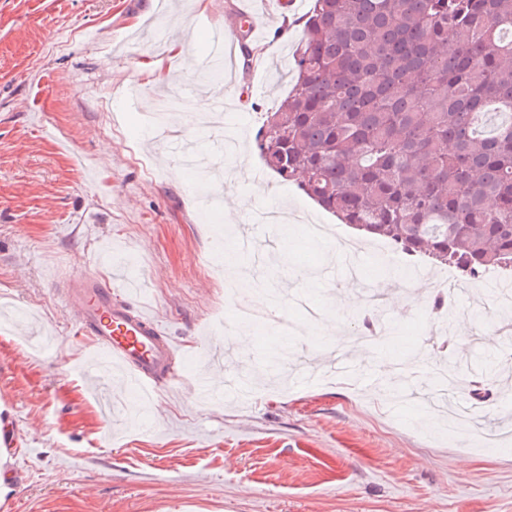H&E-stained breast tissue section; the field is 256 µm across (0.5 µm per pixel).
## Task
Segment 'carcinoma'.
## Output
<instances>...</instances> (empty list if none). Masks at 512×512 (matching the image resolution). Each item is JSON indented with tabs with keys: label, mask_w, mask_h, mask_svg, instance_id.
<instances>
[{
	"label": "carcinoma",
	"mask_w": 512,
	"mask_h": 512,
	"mask_svg": "<svg viewBox=\"0 0 512 512\" xmlns=\"http://www.w3.org/2000/svg\"><path fill=\"white\" fill-rule=\"evenodd\" d=\"M293 78L268 169L408 255L512 260V0H314Z\"/></svg>",
	"instance_id": "cac0c4a2"
}]
</instances>
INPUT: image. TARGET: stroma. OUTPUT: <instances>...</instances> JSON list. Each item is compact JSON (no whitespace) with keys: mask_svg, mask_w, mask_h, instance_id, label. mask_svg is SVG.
Returning a JSON list of instances; mask_svg holds the SVG:
<instances>
[{"mask_svg":"<svg viewBox=\"0 0 512 512\" xmlns=\"http://www.w3.org/2000/svg\"><path fill=\"white\" fill-rule=\"evenodd\" d=\"M236 0H0V306L29 319L0 323V418L23 441L0 447V512H512V329L500 299L424 258L360 253L364 277L339 265L352 227L320 209L296 184L262 171L257 153H225L220 134L192 124L190 110L225 106V132L254 139L293 87L301 36L268 34L260 68L235 85L208 81L206 31L235 22ZM181 53H171L173 42ZM197 57L185 69L183 55ZM168 71L161 87L151 64ZM239 167L270 192L225 183L209 206L204 172ZM276 205L305 214L287 231L256 226L277 260L249 256L263 289L288 305L289 327L255 326L249 348L218 336L230 315L213 271L238 252L226 227ZM329 226L314 239L305 223ZM129 252L152 312L183 355L179 377L153 399L148 419L110 425L92 390L96 350L75 336L74 314L46 281L47 269L105 274L96 246ZM313 273L296 279V268ZM400 291L381 315L362 306L366 289ZM350 299L337 311L336 297ZM323 303L310 324L302 301ZM230 361L212 367L215 392L196 393L215 346ZM450 366L454 399L502 446L481 450L427 427L420 399L442 395L434 376Z\"/></svg>","mask_w":512,"mask_h":512,"instance_id":"35a3bbf8","label":"stroma"}]
</instances>
